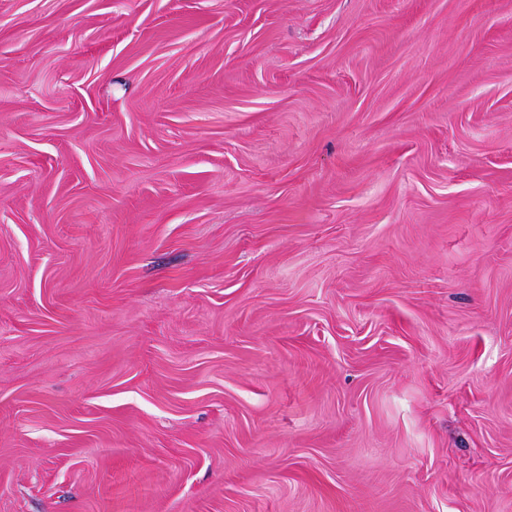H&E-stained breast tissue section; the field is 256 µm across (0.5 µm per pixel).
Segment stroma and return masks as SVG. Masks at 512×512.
<instances>
[{"instance_id": "35a3bbf8", "label": "stroma", "mask_w": 512, "mask_h": 512, "mask_svg": "<svg viewBox=\"0 0 512 512\" xmlns=\"http://www.w3.org/2000/svg\"><path fill=\"white\" fill-rule=\"evenodd\" d=\"M0 512H512V0H0Z\"/></svg>"}]
</instances>
